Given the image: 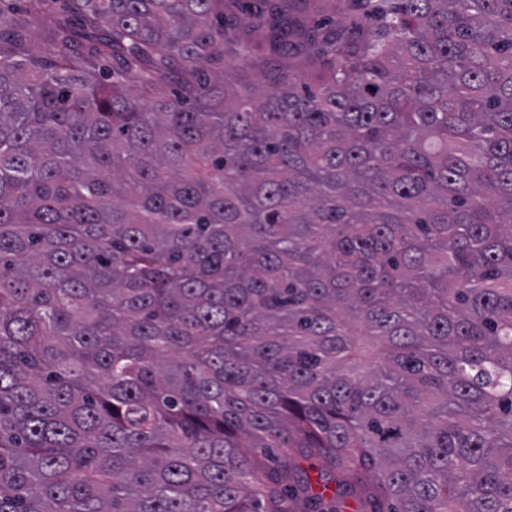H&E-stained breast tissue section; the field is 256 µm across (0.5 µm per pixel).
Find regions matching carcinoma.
I'll return each mask as SVG.
<instances>
[{"mask_svg": "<svg viewBox=\"0 0 512 512\" xmlns=\"http://www.w3.org/2000/svg\"><path fill=\"white\" fill-rule=\"evenodd\" d=\"M264 2L0 9V512H512V0ZM346 11H350L347 0H315L310 2L307 12L300 15V20L306 25L313 26L318 22L327 21L328 18L339 20Z\"/></svg>", "mask_w": 512, "mask_h": 512, "instance_id": "cac0c4a2", "label": "carcinoma"}]
</instances>
